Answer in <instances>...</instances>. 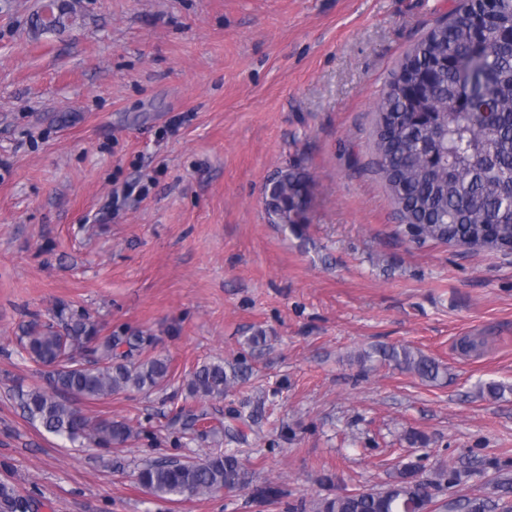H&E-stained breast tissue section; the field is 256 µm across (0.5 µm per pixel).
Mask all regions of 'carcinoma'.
Returning a JSON list of instances; mask_svg holds the SVG:
<instances>
[{"instance_id": "cac0c4a2", "label": "carcinoma", "mask_w": 512, "mask_h": 512, "mask_svg": "<svg viewBox=\"0 0 512 512\" xmlns=\"http://www.w3.org/2000/svg\"><path fill=\"white\" fill-rule=\"evenodd\" d=\"M480 0H461L436 21L403 57L377 102L374 147L376 172L406 220L405 232L418 243L512 253V0H495L493 23L480 50L472 48ZM313 178L298 167L269 182L265 207L273 221L296 231L308 222ZM58 324H31L19 342L28 358L48 368V386L18 393L26 418L47 432L76 442L86 439L110 448L134 437L124 421L90 420L74 407L78 400H101L118 392L149 393L162 387L171 368L167 358L134 359L151 337L102 336L84 309L61 304ZM90 354L84 364L75 356ZM434 383L444 371L435 359L406 345L357 355L365 366L373 356ZM241 363L210 362L198 367L187 388L199 402L222 400L248 378ZM207 412L177 415L182 431L207 423ZM471 473L438 466L424 475L420 461L400 465L381 488L320 496L311 512H428L431 490L457 485ZM138 484L152 495L171 499L211 495L223 489L252 487L265 505L283 491L252 484L238 451L228 448L199 461L161 459L138 469ZM0 504L9 512H28L27 501L0 486ZM463 512H492L497 505L481 497L458 504Z\"/></svg>"}]
</instances>
